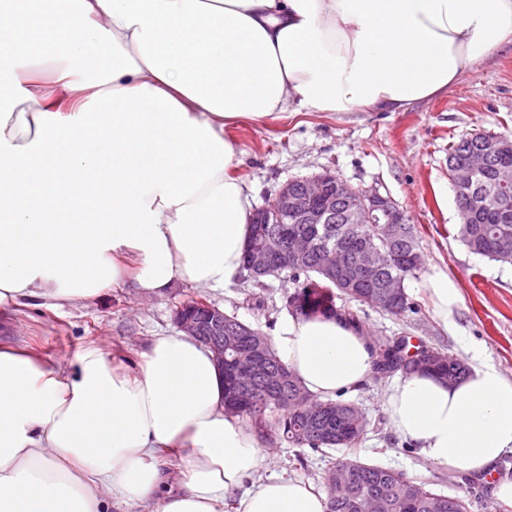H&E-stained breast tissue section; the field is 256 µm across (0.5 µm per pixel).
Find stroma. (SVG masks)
I'll use <instances>...</instances> for the list:
<instances>
[{
    "label": "stroma",
    "mask_w": 512,
    "mask_h": 512,
    "mask_svg": "<svg viewBox=\"0 0 512 512\" xmlns=\"http://www.w3.org/2000/svg\"><path fill=\"white\" fill-rule=\"evenodd\" d=\"M475 132L512 136V47L479 63L448 92L399 112L333 115L305 109L261 124L243 120L224 130L242 152L237 173L250 188L253 207L271 200L282 184L326 169L352 185L389 195L418 231L424 264L408 279L407 292L421 312L395 318L372 311L367 329L378 336L405 335L412 344L441 347L466 361L478 357L512 379V265L471 253L456 235L459 215L448 148ZM440 272L457 291L444 321L434 314L430 292V279ZM292 291L291 284L274 278L261 287L242 276L224 289L181 283L149 298L129 283L90 301L1 312L0 344H18L66 364L105 336L116 360L134 365L153 336L176 333L174 311L191 298L206 297L272 337L288 322ZM391 384L388 378L372 381L352 397L375 423L358 447L361 458L401 470L434 492L468 496L471 512H512V503L495 495L498 482L512 481V452L500 459L495 478L482 476L473 483L429 462L389 421L384 398ZM265 446L270 450L266 474L322 488L326 465L316 455L301 463L276 438Z\"/></svg>",
    "instance_id": "35a3bbf8"
}]
</instances>
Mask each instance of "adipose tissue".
I'll use <instances>...</instances> for the list:
<instances>
[{"label":"adipose tissue","instance_id":"obj_1","mask_svg":"<svg viewBox=\"0 0 512 512\" xmlns=\"http://www.w3.org/2000/svg\"><path fill=\"white\" fill-rule=\"evenodd\" d=\"M0 0V310L222 289L243 271L251 201L226 126L291 108L398 112L512 45V0ZM111 60L98 69L90 52ZM58 61L53 82L35 59ZM281 359L321 399L373 374L364 335L289 317ZM436 465L493 473L512 451V380L473 367L386 394ZM186 451L178 490L165 454ZM269 456L224 410L212 354L154 336L135 369L93 343L63 367L0 348V512H325L307 483L258 479Z\"/></svg>","mask_w":512,"mask_h":512}]
</instances>
